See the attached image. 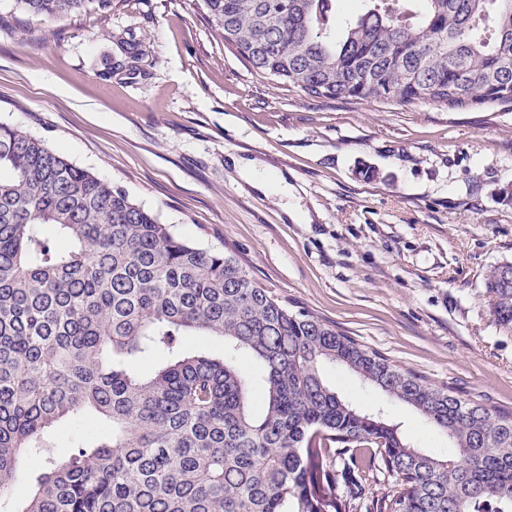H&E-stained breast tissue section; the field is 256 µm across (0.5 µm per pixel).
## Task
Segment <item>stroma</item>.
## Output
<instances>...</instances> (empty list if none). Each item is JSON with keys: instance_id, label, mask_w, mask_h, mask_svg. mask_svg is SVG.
I'll list each match as a JSON object with an SVG mask.
<instances>
[{"instance_id": "1", "label": "stroma", "mask_w": 512, "mask_h": 512, "mask_svg": "<svg viewBox=\"0 0 512 512\" xmlns=\"http://www.w3.org/2000/svg\"><path fill=\"white\" fill-rule=\"evenodd\" d=\"M0 123L177 236L229 250L292 309L512 411V329L484 288L512 263V108L309 96L254 74L199 0H113L62 17L0 0ZM237 157L258 162L267 189ZM389 415L421 450L447 455V438L410 408ZM363 485L350 512H376L397 478L376 460Z\"/></svg>"}]
</instances>
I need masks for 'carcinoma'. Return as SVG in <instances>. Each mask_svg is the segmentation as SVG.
Listing matches in <instances>:
<instances>
[{"mask_svg": "<svg viewBox=\"0 0 512 512\" xmlns=\"http://www.w3.org/2000/svg\"><path fill=\"white\" fill-rule=\"evenodd\" d=\"M259 77L310 96L512 106V0H201ZM54 17L112 0H16ZM512 328V264L485 279ZM189 336L217 338L218 352ZM255 361L250 371L238 360ZM155 362L144 374L139 365ZM448 439L420 450L324 368ZM104 435L46 455L15 512H349L333 449L370 446L398 479L383 512H512V412L398 368L295 311L226 251L201 248L44 140L0 124V490L63 420ZM325 377L341 395L356 398L363 404H373L379 400L376 395L366 393L359 381L346 370L332 366L327 367Z\"/></svg>", "mask_w": 512, "mask_h": 512, "instance_id": "1", "label": "carcinoma"}]
</instances>
